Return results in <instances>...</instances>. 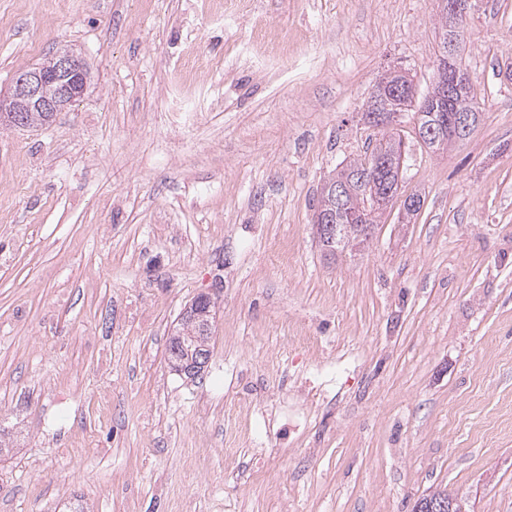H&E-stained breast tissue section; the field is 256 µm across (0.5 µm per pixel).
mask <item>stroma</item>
<instances>
[{"instance_id":"stroma-1","label":"stroma","mask_w":512,"mask_h":512,"mask_svg":"<svg viewBox=\"0 0 512 512\" xmlns=\"http://www.w3.org/2000/svg\"><path fill=\"white\" fill-rule=\"evenodd\" d=\"M439 16L0 0V90L63 44L90 71L48 125L0 124V512H412L439 489L512 512V0L463 20L470 137L433 153L402 117L369 245L330 260L313 233L380 76L430 90ZM195 56L216 61L196 79ZM202 293L218 307L191 381L166 347Z\"/></svg>"}]
</instances>
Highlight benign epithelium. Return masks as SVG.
Wrapping results in <instances>:
<instances>
[{
    "instance_id": "7a95c632",
    "label": "benign epithelium",
    "mask_w": 512,
    "mask_h": 512,
    "mask_svg": "<svg viewBox=\"0 0 512 512\" xmlns=\"http://www.w3.org/2000/svg\"><path fill=\"white\" fill-rule=\"evenodd\" d=\"M443 12L448 16V36L441 42V54L439 56V69L448 73V80L440 83L442 99H448V91L459 92L465 90L471 84V78L457 61V49L455 30L457 23L461 21L472 0H441ZM68 75L74 78V84L67 85L58 91L56 97L49 98L45 95V87L50 83V74ZM87 91L86 65L83 59L71 48L62 46L54 55L52 71H46L38 65L21 73L5 94L0 93V114L10 115L12 124L23 126L26 124L25 113L37 109L41 112H56L65 105L68 97H81ZM399 112H372L364 116L366 124L372 128L385 125H393L399 122ZM473 113L457 112L452 116L451 133L448 137L459 140L464 138L471 130ZM419 139L429 145L436 143L442 136L441 127L434 124L415 126ZM351 178H330L324 188L331 191V198L338 207H343L345 198L350 191ZM317 238L321 241L333 240L338 232L356 230L362 235L373 233L374 226L361 223V218L356 215L349 216V223L344 226L325 223V214L318 209L313 219ZM215 303L208 294L198 295L182 312L180 321L184 333L192 336L198 342L193 356L183 358L179 351H173L169 363L172 369L181 375L194 379L201 375L210 359V352L205 344V335L210 328L211 317Z\"/></svg>"
}]
</instances>
